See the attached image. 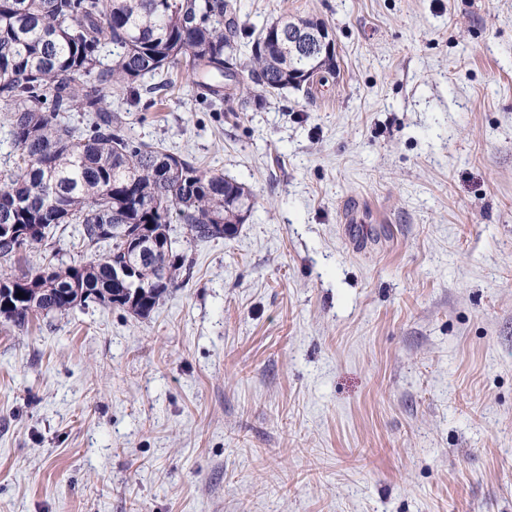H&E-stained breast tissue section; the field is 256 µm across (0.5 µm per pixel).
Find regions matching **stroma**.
<instances>
[{"label": "stroma", "mask_w": 512, "mask_h": 512, "mask_svg": "<svg viewBox=\"0 0 512 512\" xmlns=\"http://www.w3.org/2000/svg\"><path fill=\"white\" fill-rule=\"evenodd\" d=\"M336 71L130 134L242 184L145 317L0 318V512H512V0H238ZM72 230L9 272L87 262Z\"/></svg>", "instance_id": "1"}]
</instances>
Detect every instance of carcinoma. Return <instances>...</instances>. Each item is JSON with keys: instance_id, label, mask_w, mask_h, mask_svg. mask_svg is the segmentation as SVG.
Here are the masks:
<instances>
[{"instance_id": "1", "label": "carcinoma", "mask_w": 512, "mask_h": 512, "mask_svg": "<svg viewBox=\"0 0 512 512\" xmlns=\"http://www.w3.org/2000/svg\"><path fill=\"white\" fill-rule=\"evenodd\" d=\"M239 13L236 0H0V112L16 151L0 182V225H26L33 245L76 224L94 250L84 264L1 272L0 283L16 292L0 293L1 319L23 327L62 314L76 305L75 287L86 290L85 306L147 316L192 268L172 250L171 224L205 241L243 223L254 205L243 186L130 137L104 93L120 90L127 106L148 112L175 88L171 74L183 61L209 105L244 112L256 96L336 71V52L305 62L288 41L290 26L306 32L325 24L290 16L252 35L250 57L241 61ZM298 69L306 77L296 82ZM63 112H85L89 125L80 129ZM104 224L122 225L124 236H107ZM145 238L163 251L123 274Z\"/></svg>"}]
</instances>
